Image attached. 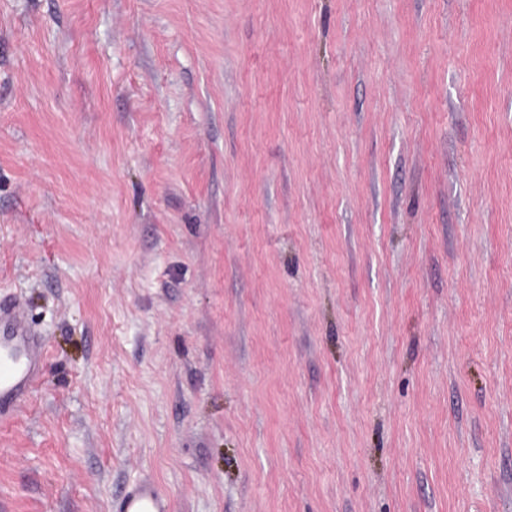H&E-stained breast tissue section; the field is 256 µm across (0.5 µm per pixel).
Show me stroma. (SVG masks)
I'll return each instance as SVG.
<instances>
[{"label":"stroma","instance_id":"stroma-1","mask_svg":"<svg viewBox=\"0 0 512 512\" xmlns=\"http://www.w3.org/2000/svg\"><path fill=\"white\" fill-rule=\"evenodd\" d=\"M0 512H512V0H0ZM42 342L32 335L21 307L0 308V420L37 382ZM170 500L150 478L133 483L122 498V512H171Z\"/></svg>","mask_w":512,"mask_h":512}]
</instances>
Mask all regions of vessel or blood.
<instances>
[{"label": "vessel or blood", "instance_id": "obj_1", "mask_svg": "<svg viewBox=\"0 0 512 512\" xmlns=\"http://www.w3.org/2000/svg\"><path fill=\"white\" fill-rule=\"evenodd\" d=\"M43 358L22 308H0V418L37 382ZM122 512H171L170 500L149 478L133 483L122 498Z\"/></svg>", "mask_w": 512, "mask_h": 512}]
</instances>
